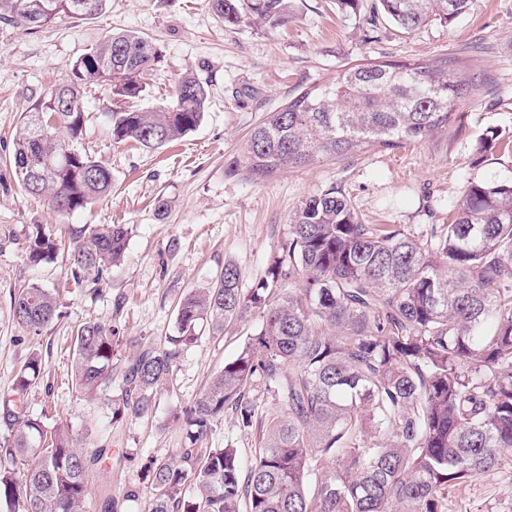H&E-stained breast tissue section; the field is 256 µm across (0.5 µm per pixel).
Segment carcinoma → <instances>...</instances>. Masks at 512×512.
Wrapping results in <instances>:
<instances>
[{
    "instance_id": "cac0c4a2",
    "label": "carcinoma",
    "mask_w": 512,
    "mask_h": 512,
    "mask_svg": "<svg viewBox=\"0 0 512 512\" xmlns=\"http://www.w3.org/2000/svg\"><path fill=\"white\" fill-rule=\"evenodd\" d=\"M108 0H0V21L28 30L64 14L88 19ZM476 0H376L373 11L412 31L452 23ZM226 25L282 27L291 0H211ZM159 62L152 42L114 31L73 63L71 75L28 112L9 158L24 192L72 214L112 193V169L77 146L86 87L107 84L137 99ZM478 74L446 56L412 63L375 60L304 89L253 127L232 174L266 180L372 149L391 150L457 131L462 100L479 96ZM208 92L193 75L167 108L107 112L112 141L158 149L203 120ZM482 154L509 153L493 129ZM125 224H84L69 243L36 229L32 265L69 251L75 284L98 283L121 265ZM35 333L58 316L56 290L30 285L11 301ZM257 319L247 343L182 409L176 456L147 460L145 512H448V496L498 470L512 454V181L468 182L448 223L422 234L366 224L347 194L330 186L307 196L288 240L249 289L241 268L180 301L176 331L141 349L115 384L112 328L77 330L72 387L103 405L110 424L152 413L184 347ZM42 355H29L13 394L0 398V512H81L90 470L112 459V436L84 448L68 431L29 413ZM230 413L255 436L245 459L233 443L211 448Z\"/></svg>"
}]
</instances>
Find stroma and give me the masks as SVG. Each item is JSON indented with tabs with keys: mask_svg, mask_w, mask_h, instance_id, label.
I'll list each match as a JSON object with an SVG mask.
<instances>
[{
	"mask_svg": "<svg viewBox=\"0 0 512 512\" xmlns=\"http://www.w3.org/2000/svg\"><path fill=\"white\" fill-rule=\"evenodd\" d=\"M371 3L361 0L357 13L342 14L336 0H295L293 21L273 29L224 25L209 0H110L100 16L62 15L37 30L0 22V397L11 394L19 368L38 352L45 370L29 394L31 410L45 413L48 426L76 435L86 425L106 422V410L80 397L68 381L78 328L88 321L111 325L119 338L113 362L127 364L141 347L159 345L174 333L180 299L209 286L225 262L239 264L243 287H252L287 238L290 216L313 192L342 188L365 223L401 224L416 234L447 223L467 181H512V157L486 159L477 150L486 130L512 137V0H477L455 23L411 33L384 19L370 38ZM120 29L149 38L161 54L140 107L167 105L175 82L190 73L208 90L205 118L157 150L133 141L116 144L105 117L110 86L88 88L82 144L111 167L112 193L86 210L55 214L13 178L7 158L14 137L24 113L66 77L75 59ZM439 55L470 61L487 83L483 95L461 103L460 131L392 151L289 168L266 181L229 173L250 130L297 91L370 59ZM38 224L54 233L71 225H129L125 261L99 284L75 286L64 258L27 262L25 242ZM32 284L60 292V318L38 335L18 324L11 310L14 293ZM253 328L240 323L224 335L199 339L181 353L152 415L113 426L112 475L105 482L99 472L91 473L82 512H101L108 497L117 501V512H143V501L125 499L128 486L138 482L147 457L180 448L183 431L175 414ZM510 487L512 464L453 494L450 512H489L500 507Z\"/></svg>",
	"mask_w": 512,
	"mask_h": 512,
	"instance_id": "stroma-1",
	"label": "stroma"
}]
</instances>
